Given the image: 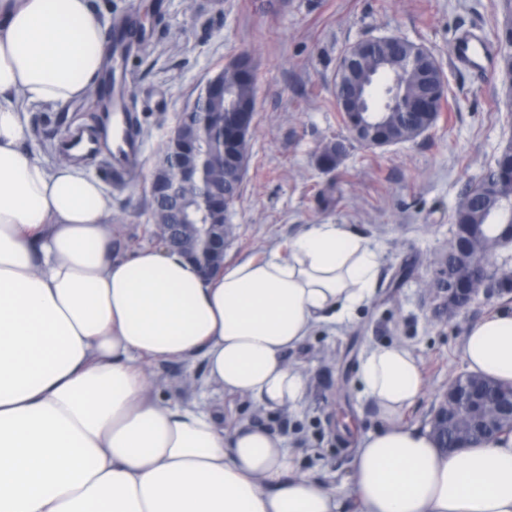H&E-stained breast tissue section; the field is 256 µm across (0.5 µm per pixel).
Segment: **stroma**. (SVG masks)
I'll return each instance as SVG.
<instances>
[{
  "mask_svg": "<svg viewBox=\"0 0 512 512\" xmlns=\"http://www.w3.org/2000/svg\"><path fill=\"white\" fill-rule=\"evenodd\" d=\"M104 28L136 20L146 48L122 63L130 105L145 150L137 177L114 185L100 159L82 160L114 202L110 222L124 250L155 243L151 175L176 118L225 62L249 52L255 68L257 118L241 195L228 222L234 235L225 263L287 252L312 224H342L369 239L380 255L372 299L339 324L315 329L288 360L306 378L301 398L269 410L224 396L204 381L202 361L151 366L168 398L218 408L225 426L247 421L284 440L299 470L339 490L352 485L351 462L381 421L358 385L371 349L400 343L414 354L423 388L405 412L407 425L428 428L449 381L467 372L460 343L469 326L503 308L512 293L480 297L446 319L427 294L451 239V214L465 191L490 168L512 137L501 69L480 78L457 66L455 37L476 31L495 56L502 0H91ZM400 35L429 48L448 79L449 95L435 126L384 148L355 141L336 108L334 85L344 51L366 38ZM29 151L56 163L43 143L95 126L90 98L32 109ZM344 146L334 170L319 162L325 146Z\"/></svg>",
  "mask_w": 512,
  "mask_h": 512,
  "instance_id": "1",
  "label": "stroma"
}]
</instances>
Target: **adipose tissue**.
I'll use <instances>...</instances> for the list:
<instances>
[{"mask_svg":"<svg viewBox=\"0 0 512 512\" xmlns=\"http://www.w3.org/2000/svg\"><path fill=\"white\" fill-rule=\"evenodd\" d=\"M106 54L90 0H0V512H339L280 436L161 398L143 364L199 358L224 395L280 409L305 388L289 352L368 303L378 252L313 224L208 276L161 245L122 253L100 181L24 148L28 109L84 97ZM461 352L511 383L512 311L473 323ZM358 377L383 425L352 460L357 512H512V434L449 453L403 424L422 390L403 345Z\"/></svg>","mask_w":512,"mask_h":512,"instance_id":"1","label":"adipose tissue"}]
</instances>
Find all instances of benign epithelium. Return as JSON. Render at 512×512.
<instances>
[{
	"instance_id": "1",
	"label": "benign epithelium",
	"mask_w": 512,
	"mask_h": 512,
	"mask_svg": "<svg viewBox=\"0 0 512 512\" xmlns=\"http://www.w3.org/2000/svg\"><path fill=\"white\" fill-rule=\"evenodd\" d=\"M404 38L387 36L360 41L363 51L369 55L377 53L384 43L397 47ZM224 93V71L220 70L205 83L203 95ZM431 96L423 95L405 112H393L401 122L430 107ZM256 117V103L233 102L228 122L218 126L217 131L223 149L232 147L251 135ZM210 118L204 112H187L177 117L175 125L165 142L162 154L153 170L151 184L166 185L164 196L184 203L194 196L210 213L217 215L228 210L229 201L238 197L242 184L245 162L231 158L235 173L229 184L210 174L211 160L204 151L195 149L197 138L204 134ZM354 137L373 148L397 144L388 132L380 112H365L354 129ZM185 172L179 180L170 179L172 170ZM158 241L168 248L189 252L205 273L223 265L224 245L229 237L228 225L206 224L205 232L195 239L192 247L185 244L184 224L156 225ZM492 256L496 262L483 261V248L470 233L460 234L453 227L448 254L442 260L434 286L427 293L440 300V308L455 317L479 295L486 296L501 291L500 285L512 282V253L504 257L500 251L512 248V224L500 225L498 236L492 243ZM431 431L441 447L455 451L471 444L497 439L503 429H512V394L498 391L489 379L464 373L448 384L442 400L430 420Z\"/></svg>"
}]
</instances>
